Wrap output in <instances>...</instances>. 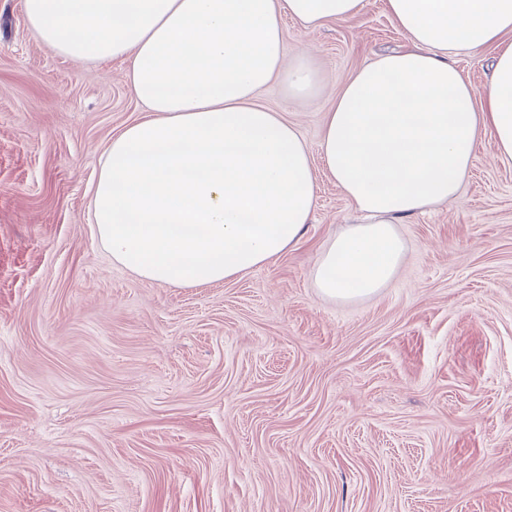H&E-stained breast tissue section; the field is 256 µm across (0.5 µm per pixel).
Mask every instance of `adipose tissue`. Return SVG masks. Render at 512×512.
<instances>
[{"instance_id": "obj_1", "label": "adipose tissue", "mask_w": 512, "mask_h": 512, "mask_svg": "<svg viewBox=\"0 0 512 512\" xmlns=\"http://www.w3.org/2000/svg\"><path fill=\"white\" fill-rule=\"evenodd\" d=\"M409 46L359 67L325 114L320 156L362 224L319 252L312 283L331 300L387 287L405 258L400 218L456 196L483 132L512 162V0H387ZM30 30L77 60L120 59L146 114L114 136L91 210L100 240L136 276L175 287L235 278L305 233L316 201L309 147L255 101L281 80L317 83L314 58L287 54L302 28L361 14L365 0H23ZM497 45L482 95L452 61Z\"/></svg>"}]
</instances>
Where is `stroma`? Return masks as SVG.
Returning <instances> with one entry per match:
<instances>
[{
	"instance_id": "35a3bbf8",
	"label": "stroma",
	"mask_w": 512,
	"mask_h": 512,
	"mask_svg": "<svg viewBox=\"0 0 512 512\" xmlns=\"http://www.w3.org/2000/svg\"><path fill=\"white\" fill-rule=\"evenodd\" d=\"M283 29L319 88L256 100L315 153L355 70L408 36L386 0ZM142 115L122 61L59 56L0 0V512H512V163L491 138L455 198L401 219L395 280L334 302L313 265L357 213L321 167L271 264L176 288L113 261L91 188Z\"/></svg>"
}]
</instances>
